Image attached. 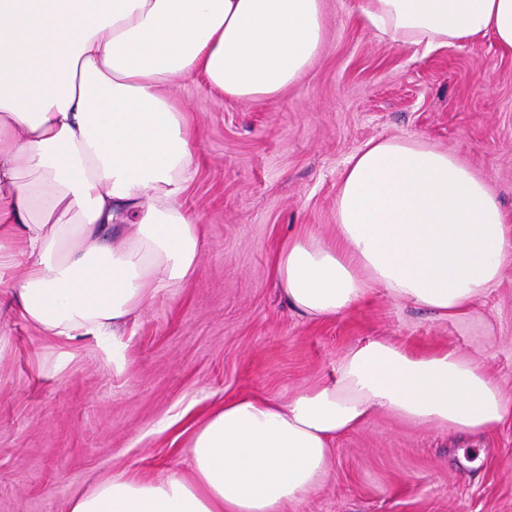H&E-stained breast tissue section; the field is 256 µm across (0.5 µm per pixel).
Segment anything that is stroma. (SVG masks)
Instances as JSON below:
<instances>
[{
  "instance_id": "1",
  "label": "stroma",
  "mask_w": 512,
  "mask_h": 512,
  "mask_svg": "<svg viewBox=\"0 0 512 512\" xmlns=\"http://www.w3.org/2000/svg\"><path fill=\"white\" fill-rule=\"evenodd\" d=\"M361 0H325L324 44L272 99L171 85L197 139L180 198L205 241L186 283L119 336H44L0 313V512H69L117 475L190 478L195 425L224 400L280 397L387 337L479 362L512 396V261L449 320L374 289L335 318L294 313L272 276L282 240L336 236L344 166L367 142L420 139L486 180L512 220V53L493 37L423 51L368 29ZM287 512H512V422L476 438L380 413L339 438L327 479Z\"/></svg>"
}]
</instances>
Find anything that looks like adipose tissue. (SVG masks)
I'll use <instances>...</instances> for the list:
<instances>
[{"label": "adipose tissue", "instance_id": "1", "mask_svg": "<svg viewBox=\"0 0 512 512\" xmlns=\"http://www.w3.org/2000/svg\"><path fill=\"white\" fill-rule=\"evenodd\" d=\"M323 0H0V285L48 336L119 332L193 273L203 240L178 199L194 165L168 87L204 78L234 99L274 98L319 53ZM367 24L427 48L494 36L512 52V0H363ZM336 238L284 241L287 305L327 319L374 289L450 319L512 257L496 194L454 154L371 141L336 197ZM383 411L480 436L512 399L476 362L376 337L282 399L226 400L195 428L192 480L115 477L71 512H285L326 478L338 438Z\"/></svg>", "mask_w": 512, "mask_h": 512}]
</instances>
